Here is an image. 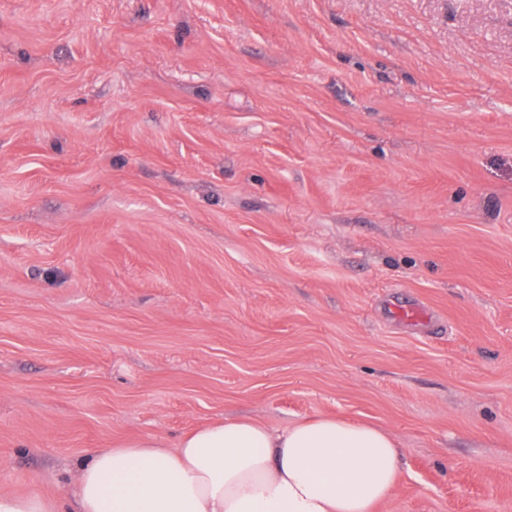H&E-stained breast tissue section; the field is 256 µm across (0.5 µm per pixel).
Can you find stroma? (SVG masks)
I'll return each instance as SVG.
<instances>
[{
	"label": "stroma",
	"mask_w": 512,
	"mask_h": 512,
	"mask_svg": "<svg viewBox=\"0 0 512 512\" xmlns=\"http://www.w3.org/2000/svg\"><path fill=\"white\" fill-rule=\"evenodd\" d=\"M315 414L512 512V0H0V494Z\"/></svg>",
	"instance_id": "35a3bbf8"
}]
</instances>
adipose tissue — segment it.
<instances>
[{
    "label": "adipose tissue",
    "instance_id": "1",
    "mask_svg": "<svg viewBox=\"0 0 512 512\" xmlns=\"http://www.w3.org/2000/svg\"><path fill=\"white\" fill-rule=\"evenodd\" d=\"M400 475L383 428L317 415L283 429L224 419L182 435L97 448L76 512H374Z\"/></svg>",
    "mask_w": 512,
    "mask_h": 512
}]
</instances>
